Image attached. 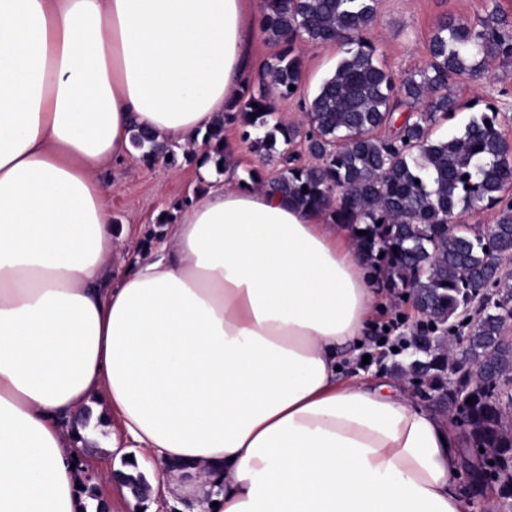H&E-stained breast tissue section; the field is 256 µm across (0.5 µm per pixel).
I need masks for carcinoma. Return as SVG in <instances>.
<instances>
[{"label": "carcinoma", "mask_w": 512, "mask_h": 512, "mask_svg": "<svg viewBox=\"0 0 512 512\" xmlns=\"http://www.w3.org/2000/svg\"><path fill=\"white\" fill-rule=\"evenodd\" d=\"M262 32L279 47L252 70L224 118L202 138L206 159L224 161V128L260 156L277 158L278 172H248L251 186L270 188L313 210L333 208L336 223L357 232L358 246L386 272V285L405 290L426 322L412 331L413 358L404 372L457 416L479 453L478 473L512 498V435L493 389L473 378L512 376V349L501 345L512 318V145L498 111L475 116L462 135L433 138V126L457 109L450 81L485 71L497 55L512 56V32L497 11L479 25L440 22L426 65L395 82L377 58L368 30L378 0H262ZM334 42L343 57L316 94L302 103L306 132L277 116L275 98L300 90L308 45ZM295 89H289V86ZM132 145L148 164L174 166L175 145L147 129ZM501 206L482 230L459 224L464 213ZM455 228L450 229L448 225ZM456 331V347L439 346L438 328Z\"/></svg>", "instance_id": "carcinoma-1"}]
</instances>
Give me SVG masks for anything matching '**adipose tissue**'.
Instances as JSON below:
<instances>
[{
  "label": "adipose tissue",
  "mask_w": 512,
  "mask_h": 512,
  "mask_svg": "<svg viewBox=\"0 0 512 512\" xmlns=\"http://www.w3.org/2000/svg\"><path fill=\"white\" fill-rule=\"evenodd\" d=\"M261 23L258 0H0V512H83L85 439L214 512H469L451 423L343 371L382 274L329 211L205 163L178 224L99 285L102 169L139 129L201 142ZM96 400L123 438L70 427Z\"/></svg>",
  "instance_id": "1"
}]
</instances>
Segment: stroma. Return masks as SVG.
<instances>
[{"label": "stroma", "mask_w": 512, "mask_h": 512, "mask_svg": "<svg viewBox=\"0 0 512 512\" xmlns=\"http://www.w3.org/2000/svg\"><path fill=\"white\" fill-rule=\"evenodd\" d=\"M495 10L512 21V0H380L370 37L385 68L399 79L426 64L427 44L440 20L475 23ZM341 57L335 43L306 48L299 97L276 103L284 121L303 122L301 102L312 98ZM452 91L461 107L439 120L434 137L460 135L469 120L490 105L499 112L500 131L512 142V57L496 56L484 74L457 79ZM102 177L112 188V221L129 263L146 256L154 242L169 232V225L160 221L162 215L179 219L178 203L204 192L195 162L183 158L174 167L149 166L138 159L113 163L103 169ZM81 462L86 477L96 486L97 498L108 504L109 512H178L173 504L137 501L125 485L110 476L111 471L124 470L123 458H105L96 444L87 445Z\"/></svg>", "instance_id": "35a3bbf8"}]
</instances>
